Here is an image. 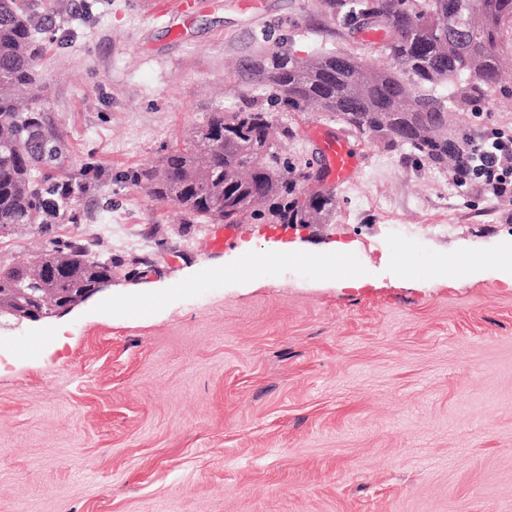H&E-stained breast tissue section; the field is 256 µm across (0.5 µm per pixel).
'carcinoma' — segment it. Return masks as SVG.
<instances>
[{
	"label": "carcinoma",
	"instance_id": "carcinoma-1",
	"mask_svg": "<svg viewBox=\"0 0 512 512\" xmlns=\"http://www.w3.org/2000/svg\"><path fill=\"white\" fill-rule=\"evenodd\" d=\"M321 0L323 14L346 28L357 17L384 28L374 66L347 50L298 58L284 44L250 65L251 81L266 86L269 102L288 112L314 104L354 130L433 169L452 168L455 182L474 177V137L453 112L505 86L503 57L512 50V0ZM36 0H0V230L63 220L75 199L64 193V140L37 107L18 93L37 89L43 44ZM272 113L261 104L209 113L202 129L169 151L135 181L157 199L177 204L197 223L238 224L243 217L272 224H307L333 209L336 196L293 198L309 166L270 143ZM112 278V258L81 240H53L28 264L0 267V311L23 309L38 290L54 300Z\"/></svg>",
	"mask_w": 512,
	"mask_h": 512
}]
</instances>
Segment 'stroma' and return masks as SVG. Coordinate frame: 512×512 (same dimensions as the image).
<instances>
[{
	"label": "stroma",
	"mask_w": 512,
	"mask_h": 512,
	"mask_svg": "<svg viewBox=\"0 0 512 512\" xmlns=\"http://www.w3.org/2000/svg\"><path fill=\"white\" fill-rule=\"evenodd\" d=\"M39 0L37 107L62 132L76 218L0 231V266L50 240L118 264L62 317L0 316V512H512V286L496 258L512 198L416 166L336 115L275 110L289 157L323 165L320 136L358 158L315 224L187 223L137 184L215 109L242 106L245 68L380 39L340 30L319 0ZM512 127V96L457 112ZM165 248H158V241ZM297 259L226 276L241 246ZM351 244L337 283L321 260ZM460 256L436 282L391 258Z\"/></svg>",
	"instance_id": "35a3bbf8"
}]
</instances>
